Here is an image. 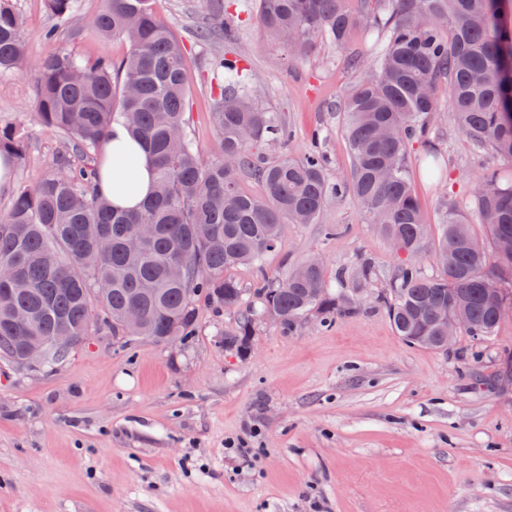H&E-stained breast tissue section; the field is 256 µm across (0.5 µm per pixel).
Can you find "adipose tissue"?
<instances>
[{
	"instance_id": "obj_1",
	"label": "adipose tissue",
	"mask_w": 512,
	"mask_h": 512,
	"mask_svg": "<svg viewBox=\"0 0 512 512\" xmlns=\"http://www.w3.org/2000/svg\"><path fill=\"white\" fill-rule=\"evenodd\" d=\"M102 156L125 157L131 164L125 185L114 184L109 171H101L96 181L98 194L106 197L115 209L137 210L154 192L153 168L147 151L131 140L121 124H113L101 145Z\"/></svg>"
}]
</instances>
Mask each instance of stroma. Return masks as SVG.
Returning <instances> with one entry per match:
<instances>
[{"instance_id":"35a3bbf8","label":"stroma","mask_w":512,"mask_h":512,"mask_svg":"<svg viewBox=\"0 0 512 512\" xmlns=\"http://www.w3.org/2000/svg\"><path fill=\"white\" fill-rule=\"evenodd\" d=\"M25 19L30 58L53 45L91 58L121 60L124 40L95 34L103 0H78L56 25L44 0H13ZM237 16L234 39L202 42L206 0H155L158 15L187 48L191 95L188 129L204 160L220 154L211 119L216 55L246 57L256 102L282 116L291 150L319 134L331 180L351 173L342 132L343 92L378 55L381 29L362 23L345 47L316 38L292 59L266 40L257 0H224ZM57 29L56 43L45 34ZM428 143L415 144L409 174L429 224L454 195L469 210L477 179L500 157L461 132L448 107V83ZM32 81L0 79V125L17 127L26 148L14 187L36 184L67 141L34 117ZM440 158L429 179L423 160ZM336 226L326 236L325 226ZM321 256L328 276L372 258L389 274L399 258L353 196L331 201L318 223L289 225L267 255L280 274L306 256ZM364 289L363 310L329 324L307 322L295 336L260 321L250 355L224 349L235 314L200 310L198 334L185 344L141 338L125 345L101 332L53 369L0 362V512H512V318L474 345L458 337L432 351L397 336ZM259 448L247 459L228 438Z\"/></svg>"}]
</instances>
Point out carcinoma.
<instances>
[{
    "label": "carcinoma",
    "mask_w": 512,
    "mask_h": 512,
    "mask_svg": "<svg viewBox=\"0 0 512 512\" xmlns=\"http://www.w3.org/2000/svg\"><path fill=\"white\" fill-rule=\"evenodd\" d=\"M13 0H0V77L34 76L36 120L67 138L33 187L16 188L0 213V265L13 277L0 281V360L20 366L19 336L41 341L67 336L77 344L107 329L117 341L149 338L181 343L195 335L201 306L236 311V326L224 331V350L245 356L255 319L273 312L285 336L298 333L305 312L331 323L358 313L360 290L378 279L375 263L363 258L334 279L307 257L280 276L268 274L266 255L281 245L290 224H315L330 201L351 194L386 241L403 255L375 302L406 342L448 347V334L476 343L493 335L500 320L484 299L491 287L487 268L512 281V252L498 249L512 236V77L504 51L512 49V27L498 0H259L266 38L288 45L292 56L307 54L327 35L347 44L365 18L387 32L381 54L342 96L343 132L352 157L350 178L332 182L317 144L279 159L263 148L284 147L292 132L275 112H261L244 86L239 55L218 56L219 93L213 120L221 155L210 162L186 132L190 94L182 41L158 16L153 0H104L92 29L128 42L117 64L86 60L55 47L31 63L23 38L25 20ZM202 41L227 34L221 0H208ZM59 22L73 15L77 0H45ZM448 80V106L459 129L476 145L510 162L484 170L471 209L485 224L490 246L471 232L467 215L451 198L442 205L437 236L427 235L408 170L410 148L428 140L437 111V87ZM116 122L147 149L155 165L151 200L134 213L112 208L95 191L101 159L96 151ZM18 165L25 156L17 131L0 127V153ZM259 180L260 197L240 188L243 177ZM448 253L441 275H424L416 258L427 247ZM178 259L184 275L168 277ZM255 270L254 306L229 271ZM355 287H348V283ZM466 301L464 326L442 314ZM30 317L22 330L12 319Z\"/></svg>",
    "instance_id": "cac0c4a2"
}]
</instances>
